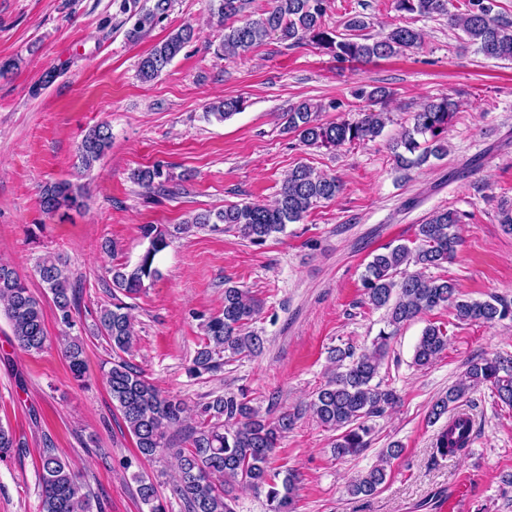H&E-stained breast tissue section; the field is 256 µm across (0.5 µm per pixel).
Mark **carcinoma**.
Segmentation results:
<instances>
[{"label": "carcinoma", "instance_id": "cac0c4a2", "mask_svg": "<svg viewBox=\"0 0 512 512\" xmlns=\"http://www.w3.org/2000/svg\"><path fill=\"white\" fill-rule=\"evenodd\" d=\"M213 14L224 26V36L216 52L230 57L246 55L267 38L275 35L289 46L311 43L339 61H371L397 55L421 44L420 30L395 26L381 37H365L357 41L338 37L326 29L323 18L328 0H270V6L254 18L248 12L252 0H216ZM139 0H123L124 10L135 9L136 26L150 28L161 22L171 7V0H154L152 7L137 9ZM395 10L422 17H448V24L462 29L471 45L487 58L512 61V21L495 12L496 0H465L464 11L453 13L450 0H394ZM194 38V30L185 26L158 44L139 62V74L145 80L157 78ZM243 102L226 99L210 103L203 117L222 122L240 110ZM458 104L446 95L427 102L413 114V124L391 145L396 165L404 170L421 167L430 159L448 153V124ZM322 106L301 101L283 113L287 133L294 134L308 147L337 149L345 144L364 142L379 136L388 115L380 111H363L361 117L349 121L321 123ZM112 147V130L106 123L89 129L79 148L81 168L90 171ZM130 180L150 194H170L169 179L161 166L137 169ZM342 184L334 177L318 173L306 164L288 172L275 203L267 206L239 203L224 207L212 215L200 213L176 227L187 233L192 228L216 223L233 227L245 238L262 243L297 223L320 203L331 201L340 193ZM85 186L71 180L45 183L39 192L41 211L49 216L60 211H80L86 207ZM460 215L453 209L434 211L417 225L416 246L399 243L387 245L372 256L366 266L363 288L367 302L387 312L389 332L380 331L372 348L357 354L340 347L332 350L337 370L320 387L308 404L309 411L327 429L337 432L333 451L336 457L355 456L367 446L370 427L368 418L394 406L396 392L374 382L387 352L389 340L400 327L439 307L452 306L458 319L469 322H493L512 316V304L499 297L489 301L468 300L460 296L454 283L408 273L410 265L439 267L451 259L459 243ZM147 246L132 267L112 269V285L129 297L142 290L145 282L159 278L157 257L171 243L172 233L153 224L142 228ZM43 288L51 294L58 323L74 327V285L70 271L60 258L48 255L36 265ZM0 306L13 329L14 342L26 353H40L48 340L45 329L46 308L29 288L25 278L8 263H0ZM128 306L118 297L100 308L98 332L106 339L116 359L103 369L113 404L122 415L134 438L139 455L154 460L173 452L178 461L175 493L183 500L186 512H233L232 493L240 486L265 492L268 512H295L297 476L293 472L280 475L272 467L280 440L293 429L296 416L284 412L270 421L259 415L244 394L226 392L203 404L201 420L191 428L185 446L174 443L171 429L180 423L185 404L162 394L123 355L132 351L134 327ZM259 311V301L235 284L224 287V307L220 314L204 324L206 342L196 355L194 371L200 373L215 367V358L224 353L254 355L262 351L264 339L245 329ZM448 347L445 330L433 323L422 331L414 352V363L432 364ZM62 354L73 379L85 382L84 343L79 336L65 335ZM488 384L498 399L512 407V357L496 356L469 362L466 372L448 392L438 397L428 412L437 422L448 416L455 403L475 388ZM20 447L11 430L0 424V459L9 457ZM436 453L455 457L468 449V436L448 426L438 436ZM384 466H375L350 481L347 491L354 497L374 495L385 482ZM39 512H90L84 484L68 461L55 449H43L39 472ZM138 494L148 512H165L159 504L154 482L139 479Z\"/></svg>", "mask_w": 512, "mask_h": 512}]
</instances>
